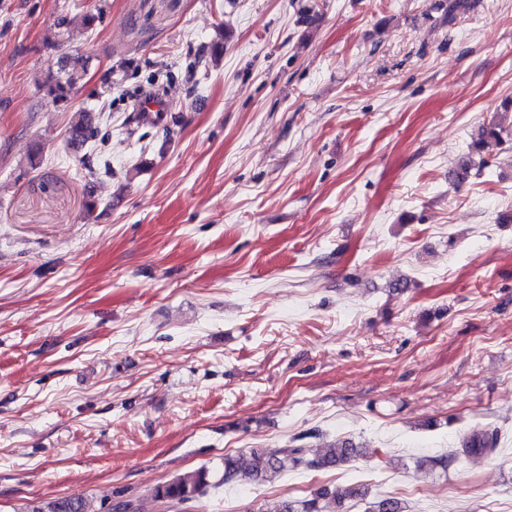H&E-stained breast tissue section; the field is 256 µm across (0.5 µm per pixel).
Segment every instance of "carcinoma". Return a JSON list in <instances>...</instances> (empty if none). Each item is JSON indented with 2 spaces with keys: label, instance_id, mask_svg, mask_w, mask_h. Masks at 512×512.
Listing matches in <instances>:
<instances>
[{
  "label": "carcinoma",
  "instance_id": "1",
  "mask_svg": "<svg viewBox=\"0 0 512 512\" xmlns=\"http://www.w3.org/2000/svg\"><path fill=\"white\" fill-rule=\"evenodd\" d=\"M86 71V63L80 60L56 68L50 65L42 88L53 104L67 108L72 88L84 78ZM97 132L90 112L85 109L74 111L68 127L69 138L84 144L92 141ZM492 141H500V131L494 126L483 127L478 130L471 149L480 153ZM497 445V431L478 428L464 438L461 452L468 457H481L492 453ZM359 456L366 457L368 453L347 439L334 441L312 459L305 458L303 448H252L246 453L224 455L222 482L273 483L288 469L299 465L309 470H326ZM209 486V471L201 468L155 486L152 497L165 504H186L202 495ZM363 496L362 488L354 484L338 489L322 486L312 491L310 497L298 502L269 500L261 505L259 512H342L346 503ZM27 512H98V509L92 499L79 494L41 502Z\"/></svg>",
  "mask_w": 512,
  "mask_h": 512
}]
</instances>
